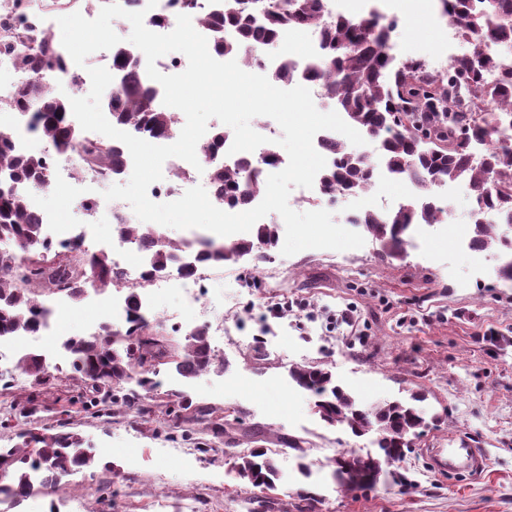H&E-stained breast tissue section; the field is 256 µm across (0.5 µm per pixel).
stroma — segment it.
I'll list each match as a JSON object with an SVG mask.
<instances>
[{"label":"stroma","mask_w":512,"mask_h":512,"mask_svg":"<svg viewBox=\"0 0 512 512\" xmlns=\"http://www.w3.org/2000/svg\"><path fill=\"white\" fill-rule=\"evenodd\" d=\"M399 17L394 42L428 58L467 51L443 41L445 18L416 25L401 0H369ZM448 217L419 228L401 259L377 241L345 251L307 249L291 256L273 248L257 270L248 263L213 267L206 297L185 305L177 291L157 296L161 311L196 316L224 370L185 379L162 365L152 423L112 404H93L68 374H56L57 342L41 349L52 370L41 385L21 371H0V443L17 444L22 430L68 422L105 456L66 478L53 497L61 512H297L298 494L315 497L316 512H512V282L494 262L475 264L461 245L470 234L472 201L462 183L448 187ZM285 313L273 317L271 307ZM354 324L342 321L345 309ZM223 333H216V326ZM322 364L363 404L425 395L426 427L397 464L399 481L344 492L326 469L334 452H376L374 435H352L323 422L313 396L289 371ZM227 414L254 442L228 443L204 425L184 421L182 401ZM304 440L313 475L298 472L283 436ZM266 450L279 473L263 494L234 465L247 445ZM482 449L487 463L474 474L442 473L431 448Z\"/></svg>","instance_id":"1"}]
</instances>
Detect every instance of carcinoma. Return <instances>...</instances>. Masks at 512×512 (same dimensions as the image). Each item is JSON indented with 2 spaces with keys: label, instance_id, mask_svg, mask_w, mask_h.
I'll list each match as a JSON object with an SVG mask.
<instances>
[{
  "label": "carcinoma",
  "instance_id": "cac0c4a2",
  "mask_svg": "<svg viewBox=\"0 0 512 512\" xmlns=\"http://www.w3.org/2000/svg\"><path fill=\"white\" fill-rule=\"evenodd\" d=\"M223 10L201 16L212 28L220 50L250 65V52L272 53L278 47L282 30L289 27L320 31L321 55L307 70L306 78L320 87L322 95L341 112L348 124L377 138L386 170L411 183L418 204L392 212L363 210L355 224L379 242L392 258L406 252L414 224H439L446 209L428 195L434 187L463 181L470 191L474 208L471 239L480 249L512 251V236L502 229L512 224V145L497 142V134L512 130V69L501 72L497 83L485 75L502 67L499 51H512V0H440L443 15L472 51L452 60L441 72L418 61L395 62L390 39L395 21L386 20L377 9L359 19L344 15L329 18L322 0H222ZM137 48L124 44L116 48L112 66L123 75L116 100L107 109L112 122L127 127L132 134L152 140L170 137L176 118L159 109L153 95L145 91L134 72ZM274 80L290 82L296 77L291 58H279ZM32 112L43 138L54 151L65 154L83 141V135L69 116L66 100L47 96L40 83L28 85L13 102H0V109ZM333 160L321 173L322 184L341 195H359L369 190L375 165L365 154L351 151L336 137L325 142ZM91 166L110 173L120 171L119 150L112 143L99 142L87 149ZM46 165L35 154L16 153L8 139L0 138V242L17 245L36 240L45 244L39 219L25 212L20 193L44 189ZM211 176L222 187L224 201L246 204L266 189L264 170L252 158L242 156L231 164L214 162ZM121 239L144 249L149 271L161 272L174 264L189 270L196 263L221 265L235 263L249 253L254 241L274 248L278 226L261 224L255 240H242L211 246L184 260L187 244L173 239L152 224H116ZM99 271L93 286L104 292L116 284L117 272L104 250L78 264L37 267L30 271L32 286L26 287L10 274H0V339L9 340L19 331H34L43 318L40 290L54 283L67 285L68 298L77 303L85 293L83 271ZM126 329L107 326L103 334L72 339L70 377L84 383L105 402L112 391L136 380L139 390L131 389L124 403L137 417L150 423L155 404L143 392L155 390L158 366L173 363L179 375L199 377L221 369L223 359L208 342L205 328L186 334L184 343L172 352L150 336L138 315L139 297L127 296ZM19 368L36 384L48 380L43 355L24 356ZM292 381L310 392L322 420L347 427L361 436L378 433L375 455L354 449L339 452L327 461L332 475L341 472L350 480L341 483L345 491L365 490L356 480L361 472L389 468L410 448L412 437L424 423L420 403L424 396L411 395L408 401H387L363 408L357 399L336 384L329 370L318 364L299 365L290 370ZM22 442L0 448V496L16 502L36 488L52 489L61 481L95 462L93 446L79 433L60 423L54 429L34 427L19 434ZM237 471L255 488L273 487L277 469L266 452L255 448L238 456Z\"/></svg>",
  "mask_w": 512,
  "mask_h": 512
}]
</instances>
